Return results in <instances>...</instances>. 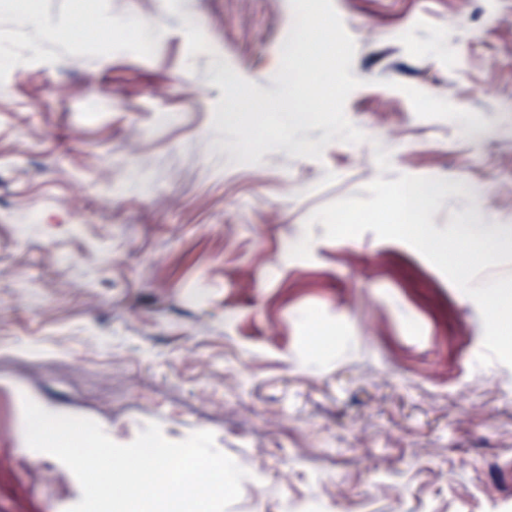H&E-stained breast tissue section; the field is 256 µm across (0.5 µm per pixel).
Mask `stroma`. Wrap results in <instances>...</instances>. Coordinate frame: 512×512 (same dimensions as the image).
Wrapping results in <instances>:
<instances>
[{
	"label": "stroma",
	"mask_w": 512,
	"mask_h": 512,
	"mask_svg": "<svg viewBox=\"0 0 512 512\" xmlns=\"http://www.w3.org/2000/svg\"><path fill=\"white\" fill-rule=\"evenodd\" d=\"M74 2L0 0V512L77 492L36 474L27 398L120 444L213 432L248 473L227 512H512V367L478 364L476 302L405 242L309 221L410 175L451 186L437 229L512 230V0H333L365 141L245 168L215 70L279 92L290 0H95L157 31L147 58L41 28Z\"/></svg>",
	"instance_id": "obj_1"
}]
</instances>
